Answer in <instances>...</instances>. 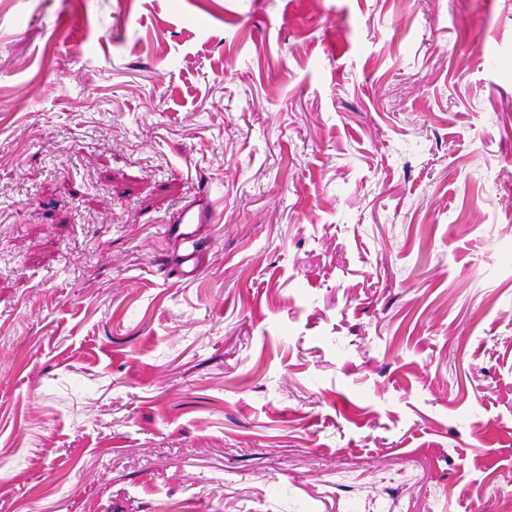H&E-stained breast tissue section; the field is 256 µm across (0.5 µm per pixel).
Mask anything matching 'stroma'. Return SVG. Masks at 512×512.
<instances>
[{
    "mask_svg": "<svg viewBox=\"0 0 512 512\" xmlns=\"http://www.w3.org/2000/svg\"><path fill=\"white\" fill-rule=\"evenodd\" d=\"M505 491L512 0H0V512ZM215 221V213L208 201L205 186L199 183L193 190L191 200L169 224L168 233L183 243H194L202 226L214 224Z\"/></svg>",
    "mask_w": 512,
    "mask_h": 512,
    "instance_id": "1",
    "label": "stroma"
}]
</instances>
